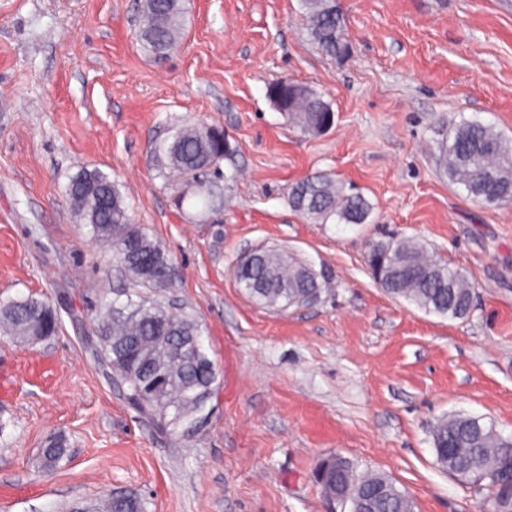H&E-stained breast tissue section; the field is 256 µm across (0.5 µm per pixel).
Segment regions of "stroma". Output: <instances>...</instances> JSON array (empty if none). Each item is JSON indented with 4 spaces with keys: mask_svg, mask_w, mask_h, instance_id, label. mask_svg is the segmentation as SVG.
Returning <instances> with one entry per match:
<instances>
[{
    "mask_svg": "<svg viewBox=\"0 0 512 512\" xmlns=\"http://www.w3.org/2000/svg\"><path fill=\"white\" fill-rule=\"evenodd\" d=\"M349 56H326L300 0H188L179 47L134 36L138 0H0V303L34 295L56 336L0 334V512H68L134 493L146 512H343L314 474L340 457L388 477L415 512H480L489 491L435 462L431 426L462 412L512 436V204L449 183L438 144L477 119L512 140V0H336ZM290 79L335 112L308 137L266 96ZM185 124L223 128L220 197L170 178L155 147ZM116 180L169 254L164 302L200 322L218 371L205 431L160 430L92 345L95 314L128 281L66 196L80 169ZM334 175L373 205L363 224H315L288 190ZM410 237L474 286L449 320L386 294L364 256ZM277 247L331 283L280 312L236 282L245 249ZM54 438L65 455L50 468Z\"/></svg>",
    "mask_w": 512,
    "mask_h": 512,
    "instance_id": "35a3bbf8",
    "label": "stroma"
}]
</instances>
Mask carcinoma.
<instances>
[{"instance_id":"carcinoma-1","label":"carcinoma","mask_w":512,"mask_h":512,"mask_svg":"<svg viewBox=\"0 0 512 512\" xmlns=\"http://www.w3.org/2000/svg\"><path fill=\"white\" fill-rule=\"evenodd\" d=\"M303 24L326 55L349 54L344 19L336 0H302ZM141 24L136 33L143 49L164 56L178 48L187 13L186 0H141ZM267 97L288 122L305 135H320L335 122L330 103L315 90L288 80L267 88ZM231 151L224 131L197 125L180 129L160 149L164 165L178 177L197 184L190 197L202 209L215 197L201 176L220 170ZM439 163L448 181L464 188L472 200L488 207L512 202V141L494 126L463 119L452 125L440 144ZM67 193L81 223L90 227L93 240L112 251L133 290L126 301L105 303L97 310V357L112 371V379L127 386L129 399L152 415L160 427L192 438L208 424V404L217 389V370L206 353L202 329L194 315L176 313L168 303L140 289L171 287L167 272L172 262L144 229L133 223L124 197L114 180L99 170L82 169L71 177ZM290 207L307 220L326 224H364L372 204L359 192L346 193L334 176L317 174L295 182L289 190ZM367 266L376 283L388 294L402 298L427 313L461 319L472 307L474 287L460 270L433 260L412 238L377 241L369 245ZM240 287L257 304L286 311L318 301L329 283V273L316 270L279 248H265L251 267L237 272ZM56 311L44 300L24 297L0 305V331L21 340L52 336L59 330ZM437 465L458 480L486 484L488 512H512V437H504L483 418L451 413L432 426ZM65 440L48 444L43 464L53 466L63 455ZM319 485L329 498L355 480L371 491L366 504L352 512H407L410 497L388 478L358 476L343 463L338 469L321 461ZM79 512H145L134 494L84 501Z\"/></svg>"}]
</instances>
